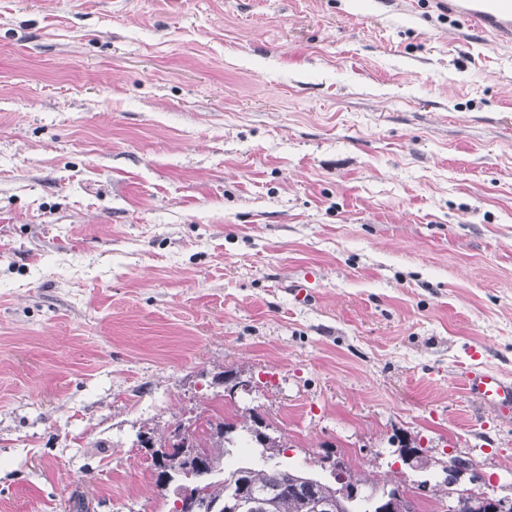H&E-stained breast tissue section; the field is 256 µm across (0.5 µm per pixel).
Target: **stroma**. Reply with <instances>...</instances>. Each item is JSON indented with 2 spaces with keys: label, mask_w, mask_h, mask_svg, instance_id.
Instances as JSON below:
<instances>
[{
  "label": "stroma",
  "mask_w": 512,
  "mask_h": 512,
  "mask_svg": "<svg viewBox=\"0 0 512 512\" xmlns=\"http://www.w3.org/2000/svg\"><path fill=\"white\" fill-rule=\"evenodd\" d=\"M474 350L512 376V50L435 0H0V512H171L137 436L224 402L417 512L454 459L512 497Z\"/></svg>",
  "instance_id": "stroma-1"
}]
</instances>
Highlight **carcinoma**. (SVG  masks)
Listing matches in <instances>:
<instances>
[{
  "mask_svg": "<svg viewBox=\"0 0 512 512\" xmlns=\"http://www.w3.org/2000/svg\"><path fill=\"white\" fill-rule=\"evenodd\" d=\"M250 419L251 439L263 448L266 459L276 458L285 444L267 433L261 436L256 434L262 419L257 415L250 416ZM226 425L233 430L237 428L236 423L226 422L224 416L217 413L197 419L190 424L185 449L169 444L167 434L157 438L150 433H140L137 443L138 447L150 452L151 460L158 457L165 460L169 477L174 479L193 473L198 500L202 505L229 503L230 484L234 481L245 486L250 501L247 512H316L319 504L337 499L336 485L300 471L284 469L277 462L260 467L225 469L224 457L230 454L234 443L232 433L221 431ZM197 459L202 460L205 472L193 469V462ZM220 471L224 472L223 480H208V476ZM342 512H379V505L375 498L360 496L345 503Z\"/></svg>",
  "mask_w": 512,
  "mask_h": 512,
  "instance_id": "cac0c4a2",
  "label": "carcinoma"
}]
</instances>
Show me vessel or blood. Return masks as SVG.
Masks as SVG:
<instances>
[{
    "instance_id": "obj_1",
    "label": "vessel or blood",
    "mask_w": 512,
    "mask_h": 512,
    "mask_svg": "<svg viewBox=\"0 0 512 512\" xmlns=\"http://www.w3.org/2000/svg\"><path fill=\"white\" fill-rule=\"evenodd\" d=\"M449 16L462 20L468 29L483 33L495 45H512V0H437ZM466 397L476 400L495 415H512V377L485 365L471 366L463 379Z\"/></svg>"
}]
</instances>
